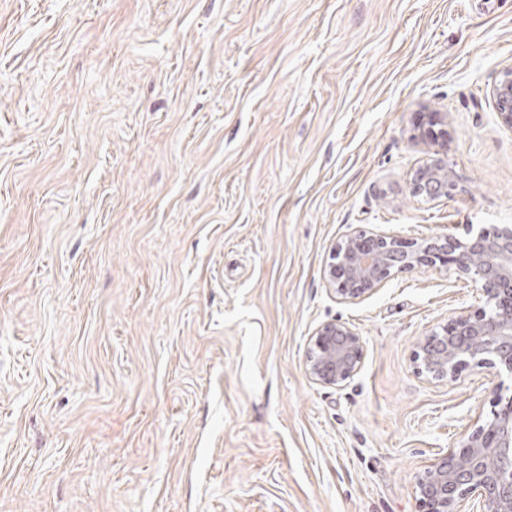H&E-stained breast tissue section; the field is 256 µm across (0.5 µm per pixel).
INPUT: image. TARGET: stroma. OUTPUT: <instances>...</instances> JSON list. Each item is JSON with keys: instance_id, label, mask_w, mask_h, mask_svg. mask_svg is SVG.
Instances as JSON below:
<instances>
[{"instance_id": "obj_1", "label": "stroma", "mask_w": 512, "mask_h": 512, "mask_svg": "<svg viewBox=\"0 0 512 512\" xmlns=\"http://www.w3.org/2000/svg\"><path fill=\"white\" fill-rule=\"evenodd\" d=\"M512 0H0V512H421L512 378L416 372L454 272L329 249L512 224ZM442 112L457 190L411 181ZM338 319L361 370L313 383ZM497 116L503 126L512 130V66L503 69L490 88ZM441 112H420L419 131L421 136L440 147L448 141L447 124L442 118ZM365 356L362 336L341 322L319 324L309 338L305 360L308 377L323 386H341L360 370Z\"/></svg>"}]
</instances>
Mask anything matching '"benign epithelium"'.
<instances>
[{"label":"benign epithelium","mask_w":512,"mask_h":512,"mask_svg":"<svg viewBox=\"0 0 512 512\" xmlns=\"http://www.w3.org/2000/svg\"><path fill=\"white\" fill-rule=\"evenodd\" d=\"M497 116L512 129V66L490 88ZM421 136L440 149L432 153L413 183L428 200L456 191L448 167L447 124L439 112L420 113ZM425 268L454 270L479 288L486 307L463 311L433 329L415 353L417 374L453 379L467 367L512 375V225L482 228L466 238L453 235L403 240L379 227L356 230L334 244L325 277L336 299L355 303L393 277ZM362 336L341 322L319 324L309 338L308 377L341 386L360 370ZM491 417L477 420L457 448L436 459L417 484L421 512H512V396L498 391Z\"/></svg>","instance_id":"7a95c632"}]
</instances>
